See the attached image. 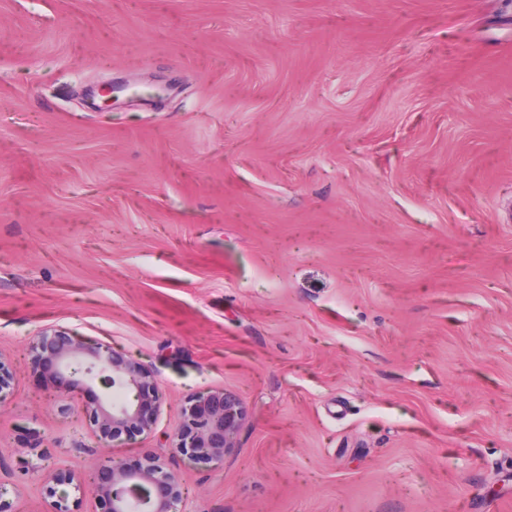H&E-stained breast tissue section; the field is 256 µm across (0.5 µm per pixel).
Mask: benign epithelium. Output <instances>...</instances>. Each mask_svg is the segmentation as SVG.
<instances>
[{
  "label": "benign epithelium",
  "instance_id": "benign-epithelium-1",
  "mask_svg": "<svg viewBox=\"0 0 512 512\" xmlns=\"http://www.w3.org/2000/svg\"><path fill=\"white\" fill-rule=\"evenodd\" d=\"M31 352L61 392L96 382L105 389L124 390L121 400L112 401L106 395L85 408L86 420L99 442L107 444L152 430L160 400L149 371L134 357L55 328L41 331ZM180 414L181 426L171 448L193 463L222 461L247 417L240 397L227 390L195 396ZM88 490L106 503V512H180L184 495L177 474L150 454L135 468L120 460L97 465L89 475Z\"/></svg>",
  "mask_w": 512,
  "mask_h": 512
}]
</instances>
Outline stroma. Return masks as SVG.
I'll return each instance as SVG.
<instances>
[{
  "label": "stroma",
  "instance_id": "obj_1",
  "mask_svg": "<svg viewBox=\"0 0 512 512\" xmlns=\"http://www.w3.org/2000/svg\"><path fill=\"white\" fill-rule=\"evenodd\" d=\"M47 327L141 361L152 431L99 446ZM0 356L17 512L148 454L182 512H512V0H0ZM180 414L181 426L171 448L193 463L222 461L247 417L240 397L227 390L195 396Z\"/></svg>",
  "mask_w": 512,
  "mask_h": 512
}]
</instances>
